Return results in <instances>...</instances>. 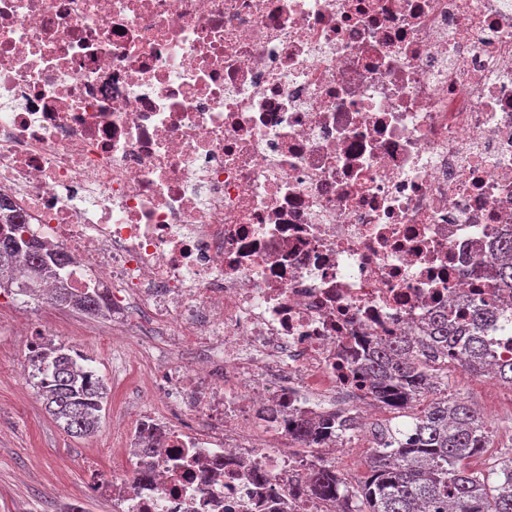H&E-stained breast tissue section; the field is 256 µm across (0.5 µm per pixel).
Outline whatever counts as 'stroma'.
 <instances>
[{"instance_id": "1", "label": "stroma", "mask_w": 512, "mask_h": 512, "mask_svg": "<svg viewBox=\"0 0 512 512\" xmlns=\"http://www.w3.org/2000/svg\"><path fill=\"white\" fill-rule=\"evenodd\" d=\"M144 319L141 309H131L134 335L116 343L111 317L88 316L13 289L0 292V512H58L69 503L83 512H120L118 500L95 493L90 473H130L124 432L137 413L154 409L152 378L171 358L186 365L195 356L188 345L171 355L167 336ZM22 322L32 335H18ZM37 339L74 347L106 381L109 396L93 435L64 432L30 385L25 368ZM448 390L478 409L495 432L492 448L473 460V469L496 465L503 447L512 444V387L452 366Z\"/></svg>"}]
</instances>
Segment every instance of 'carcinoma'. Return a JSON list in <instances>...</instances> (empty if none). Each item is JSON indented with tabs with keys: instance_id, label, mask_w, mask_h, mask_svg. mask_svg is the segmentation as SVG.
Instances as JSON below:
<instances>
[{
	"instance_id": "cac0c4a2",
	"label": "carcinoma",
	"mask_w": 512,
	"mask_h": 512,
	"mask_svg": "<svg viewBox=\"0 0 512 512\" xmlns=\"http://www.w3.org/2000/svg\"><path fill=\"white\" fill-rule=\"evenodd\" d=\"M0 289L21 293L33 282L50 284L47 299L90 316L110 310L106 294L95 288L69 287L61 271L75 263L61 248L24 234L26 218L0 197ZM498 252L510 260L490 268V278L512 288V233L504 234ZM434 316L416 344L398 339L379 344L361 362L372 397L391 410L435 396L411 424L377 423L371 432L368 475L356 483L330 467H315L292 489L309 491L332 512H512V448L500 466L488 471L470 468V460L491 446L492 432L471 405L452 393L437 396L442 372L459 366L476 377L492 373L512 386V358L492 359L489 328L500 322L497 310L475 302L459 314ZM73 348L52 343L29 356V378L45 409L69 435L86 437L97 431L107 388L91 368L78 362ZM331 424L300 421L291 436L303 452L315 453L319 429Z\"/></svg>"
}]
</instances>
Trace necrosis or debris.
Segmentation results:
<instances>
[{
    "label": "necrosis or debris",
    "instance_id": "necrosis-or-debris-1",
    "mask_svg": "<svg viewBox=\"0 0 512 512\" xmlns=\"http://www.w3.org/2000/svg\"><path fill=\"white\" fill-rule=\"evenodd\" d=\"M0 195L77 256L195 436L137 418L125 512H280L335 465L290 421L373 406L363 355L478 301L512 230V0H0ZM268 436L260 445L243 425Z\"/></svg>",
    "mask_w": 512,
    "mask_h": 512
}]
</instances>
